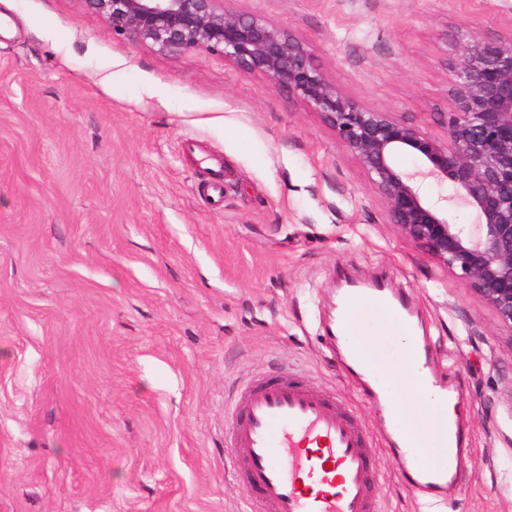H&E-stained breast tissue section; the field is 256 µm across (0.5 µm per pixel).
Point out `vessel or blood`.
I'll return each mask as SVG.
<instances>
[{
	"label": "vessel or blood",
	"instance_id": "obj_1",
	"mask_svg": "<svg viewBox=\"0 0 512 512\" xmlns=\"http://www.w3.org/2000/svg\"><path fill=\"white\" fill-rule=\"evenodd\" d=\"M411 315L407 300L375 286L367 301L329 322L326 342L345 348L364 397L381 409L385 441L408 491L445 497L468 453L459 427L404 432L386 397L393 391L405 399L417 389L415 366L428 363L431 351L420 344L392 354L372 334L386 318L404 323ZM234 415L227 465L252 492L244 512H377L373 440L342 400L294 379L272 378L243 385ZM429 454L437 458L430 467L422 463Z\"/></svg>",
	"mask_w": 512,
	"mask_h": 512
}]
</instances>
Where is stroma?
<instances>
[{
	"instance_id": "35a3bbf8",
	"label": "stroma",
	"mask_w": 512,
	"mask_h": 512,
	"mask_svg": "<svg viewBox=\"0 0 512 512\" xmlns=\"http://www.w3.org/2000/svg\"><path fill=\"white\" fill-rule=\"evenodd\" d=\"M226 5L440 139L454 34L512 33V0ZM344 275L409 297L472 448L440 500L376 445L380 512H512V333L388 223L322 118L220 54L112 33L86 0H0V512H238L234 391L281 372L378 436L324 339Z\"/></svg>"
}]
</instances>
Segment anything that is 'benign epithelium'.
Returning <instances> with one entry per match:
<instances>
[{"instance_id":"1","label":"benign epithelium","mask_w":512,"mask_h":512,"mask_svg":"<svg viewBox=\"0 0 512 512\" xmlns=\"http://www.w3.org/2000/svg\"><path fill=\"white\" fill-rule=\"evenodd\" d=\"M118 35L178 53L216 52L320 114L365 170L388 223L465 282L512 332V36L465 34L455 42L448 133L438 139L342 93L315 67L305 42L224 0H87ZM410 152L418 170L400 169ZM431 179L451 188L432 200ZM462 205L473 224L453 222Z\"/></svg>"}]
</instances>
